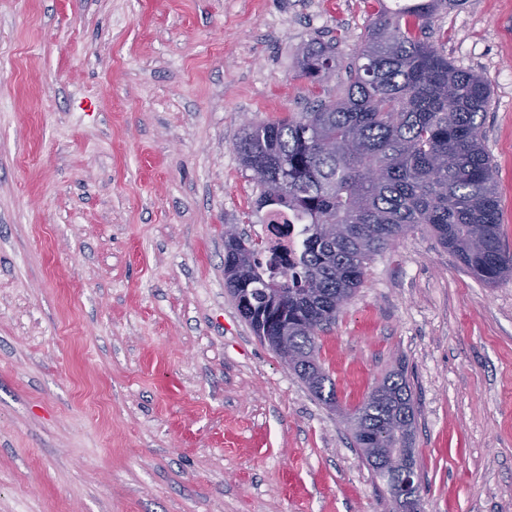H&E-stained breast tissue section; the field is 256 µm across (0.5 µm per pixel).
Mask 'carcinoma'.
I'll return each mask as SVG.
<instances>
[{"label":"carcinoma","mask_w":512,"mask_h":512,"mask_svg":"<svg viewBox=\"0 0 512 512\" xmlns=\"http://www.w3.org/2000/svg\"><path fill=\"white\" fill-rule=\"evenodd\" d=\"M447 0H410L376 13L346 87L304 112L255 122L237 144L261 188L266 223L288 214L306 224L304 250L264 260L266 247L233 230L248 249L241 310L254 332L286 334L293 370L326 404L335 390L318 361L317 340L364 283L371 261L423 224L476 279L493 284L512 271L498 224L492 160L482 120L489 86L457 68L427 30ZM336 43L302 53L301 75L328 81ZM358 448H412L416 424L405 371L389 373L356 407Z\"/></svg>","instance_id":"obj_1"}]
</instances>
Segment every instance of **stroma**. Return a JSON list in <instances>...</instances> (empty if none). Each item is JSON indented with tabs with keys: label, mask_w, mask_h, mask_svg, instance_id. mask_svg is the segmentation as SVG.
Returning a JSON list of instances; mask_svg holds the SVG:
<instances>
[{
	"label": "stroma",
	"mask_w": 512,
	"mask_h": 512,
	"mask_svg": "<svg viewBox=\"0 0 512 512\" xmlns=\"http://www.w3.org/2000/svg\"><path fill=\"white\" fill-rule=\"evenodd\" d=\"M396 0H0V512H388L346 413L397 367L420 512H512V274L426 227L320 337L335 405L260 342L224 279L254 234L246 120L340 95ZM432 35L491 88L484 144L512 249V0ZM334 41L323 85L300 74ZM335 62L336 43L333 41L312 42L302 53L301 75L322 84L331 78L336 68Z\"/></svg>",
	"instance_id": "stroma-1"
}]
</instances>
